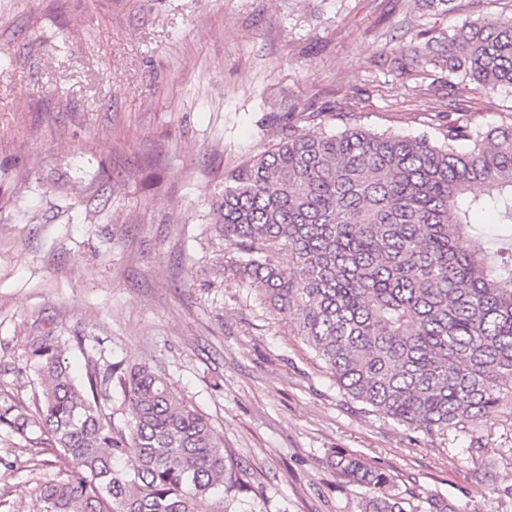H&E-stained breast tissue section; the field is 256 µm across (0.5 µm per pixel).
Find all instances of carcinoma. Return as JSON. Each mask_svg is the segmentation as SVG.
I'll return each mask as SVG.
<instances>
[{
  "mask_svg": "<svg viewBox=\"0 0 512 512\" xmlns=\"http://www.w3.org/2000/svg\"><path fill=\"white\" fill-rule=\"evenodd\" d=\"M419 38L408 70L440 61L486 94L512 86V15L466 22L440 53L429 31ZM476 184L491 193L471 194ZM486 210L511 244L481 243L472 216ZM213 214L224 267L288 315L339 389L375 414L443 435L512 393V113L494 126L450 117L439 141L290 125L224 179ZM27 365L40 408H5L0 422L44 434L73 463L39 490L45 512H209L213 496L243 491L208 418L149 367L90 361L78 379L49 335L29 343ZM114 382L118 423L101 403ZM329 459L364 489L361 512H461L360 457Z\"/></svg>",
  "mask_w": 512,
  "mask_h": 512,
  "instance_id": "cac0c4a2",
  "label": "carcinoma"
}]
</instances>
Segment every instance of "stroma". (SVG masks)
Masks as SVG:
<instances>
[{
	"label": "stroma",
	"mask_w": 512,
	"mask_h": 512,
	"mask_svg": "<svg viewBox=\"0 0 512 512\" xmlns=\"http://www.w3.org/2000/svg\"><path fill=\"white\" fill-rule=\"evenodd\" d=\"M512 0H0V409L38 408L26 365L56 336L75 372L145 365L205 414L250 487L213 512H359L341 449L467 512H512V395L430 437L352 400L288 316L224 272L212 202L282 127L439 138L401 58L418 31ZM441 112L499 124L512 88L458 84ZM67 460L0 423V512H44Z\"/></svg>",
	"instance_id": "obj_1"
}]
</instances>
